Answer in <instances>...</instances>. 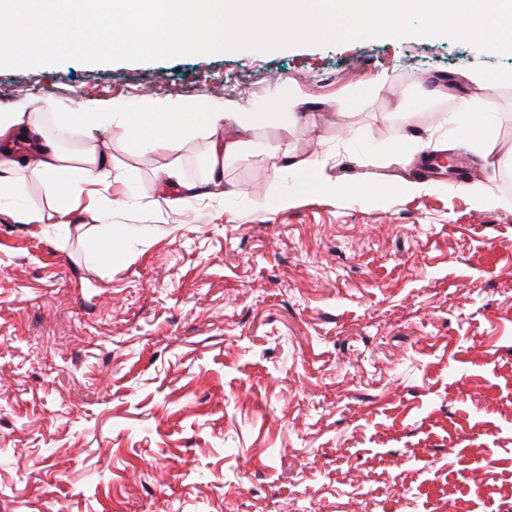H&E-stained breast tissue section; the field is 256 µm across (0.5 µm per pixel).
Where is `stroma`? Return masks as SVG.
I'll return each mask as SVG.
<instances>
[{
    "instance_id": "35a3bbf8",
    "label": "stroma",
    "mask_w": 512,
    "mask_h": 512,
    "mask_svg": "<svg viewBox=\"0 0 512 512\" xmlns=\"http://www.w3.org/2000/svg\"><path fill=\"white\" fill-rule=\"evenodd\" d=\"M473 93L495 120L449 122ZM287 98L298 121L251 132L222 185L187 137L182 203L166 155L55 120ZM22 103L124 179L112 237L37 179L0 197V512H512V51L408 34L0 68V109ZM480 135L489 158L453 145ZM286 148L342 192L280 207Z\"/></svg>"
}]
</instances>
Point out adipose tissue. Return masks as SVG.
I'll return each mask as SVG.
<instances>
[{
  "label": "adipose tissue",
  "instance_id": "1",
  "mask_svg": "<svg viewBox=\"0 0 512 512\" xmlns=\"http://www.w3.org/2000/svg\"><path fill=\"white\" fill-rule=\"evenodd\" d=\"M44 108L0 109V195L13 193L24 176L41 180L59 211L99 184H111L112 161L97 155L87 156L80 165H68L64 153L44 129ZM277 112H213L205 101L191 103L156 102L129 121L117 150L129 151L150 145L155 151L176 155L190 131L209 134L210 167L208 179L220 184L225 161L240 158L247 149L246 133L276 122ZM238 128L239 138H218L220 124Z\"/></svg>",
  "mask_w": 512,
  "mask_h": 512
}]
</instances>
